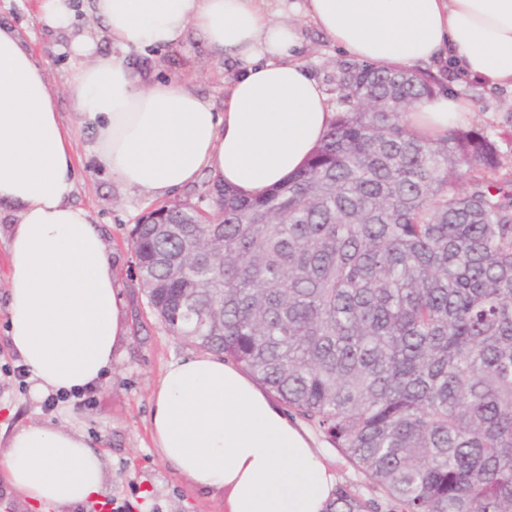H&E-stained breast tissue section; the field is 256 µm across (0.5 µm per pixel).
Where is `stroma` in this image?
<instances>
[{
    "label": "stroma",
    "mask_w": 512,
    "mask_h": 512,
    "mask_svg": "<svg viewBox=\"0 0 512 512\" xmlns=\"http://www.w3.org/2000/svg\"><path fill=\"white\" fill-rule=\"evenodd\" d=\"M38 2L0 0V24L14 27L42 61L46 83L56 98L61 119L74 130L77 178L72 201L89 211L118 258L115 277L129 333L108 377L93 391L91 404L68 401L48 411L42 400L32 398L29 379L12 373L19 361L6 336V244L7 229L17 217L13 207H0V436L9 437L34 417L82 433L106 462V498L128 500L132 512H227L226 492L195 485L163 460L153 444L152 391L169 363L194 352L193 347L167 331L135 283L136 272L127 245L129 232L157 200L143 191L121 186L111 174L96 168L93 135L78 126L72 108L70 82L79 60L66 50L70 33L38 23ZM300 33L305 67L317 81H324L334 61L343 58L344 53L312 23L301 22ZM126 57L149 80L180 79L187 88L209 99L219 112L223 111L224 97L240 71L236 59L213 53L194 36L178 46L132 50ZM432 73L444 83L455 84L457 93L471 101L473 112L468 125L484 128L494 136L501 156L512 166V88L490 87L460 77L445 65L434 67ZM325 451V462L338 483L375 499L376 512H399L392 500L371 487L339 448L329 443Z\"/></svg>",
    "instance_id": "obj_1"
}]
</instances>
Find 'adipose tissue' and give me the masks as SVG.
Listing matches in <instances>:
<instances>
[{
  "label": "adipose tissue",
  "instance_id": "adipose-tissue-1",
  "mask_svg": "<svg viewBox=\"0 0 512 512\" xmlns=\"http://www.w3.org/2000/svg\"><path fill=\"white\" fill-rule=\"evenodd\" d=\"M124 50L173 46L188 34L242 63L223 111L181 81L148 82L119 56L74 38L70 93L113 179L154 197L201 172L244 197L300 170L335 114L297 57L292 11L359 61L386 68L451 62L458 75L512 85V0H90ZM471 102L441 91L406 123L436 138L466 121ZM72 131L62 124L43 65L0 25V204L19 221L7 237V336L30 393L101 385L126 327L112 251L69 197ZM161 457L194 484L228 492V512H327L336 477L309 433L248 374L199 353L171 362L152 392ZM10 492L41 512L101 497L100 453L73 430L34 420L0 447Z\"/></svg>",
  "mask_w": 512,
  "mask_h": 512
}]
</instances>
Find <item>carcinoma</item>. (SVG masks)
<instances>
[{
    "instance_id": "carcinoma-1",
    "label": "carcinoma",
    "mask_w": 512,
    "mask_h": 512,
    "mask_svg": "<svg viewBox=\"0 0 512 512\" xmlns=\"http://www.w3.org/2000/svg\"><path fill=\"white\" fill-rule=\"evenodd\" d=\"M305 166L219 211L158 205L128 246L181 342L240 366L401 512H512V192L473 126L404 122L444 88L341 59ZM336 487L328 512H372Z\"/></svg>"
}]
</instances>
